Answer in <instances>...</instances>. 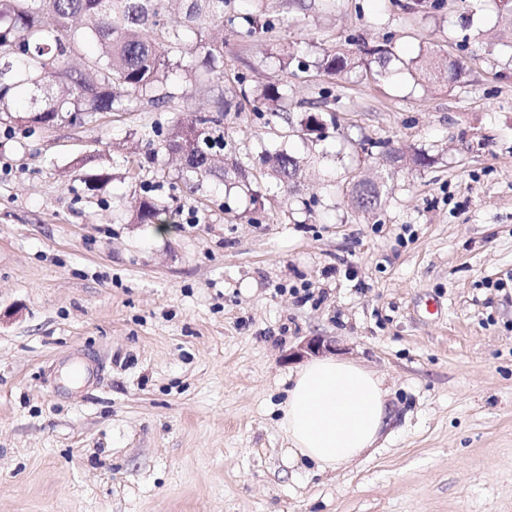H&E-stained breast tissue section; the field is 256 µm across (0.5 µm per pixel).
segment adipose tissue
I'll use <instances>...</instances> for the list:
<instances>
[{
    "label": "adipose tissue",
    "instance_id": "1",
    "mask_svg": "<svg viewBox=\"0 0 512 512\" xmlns=\"http://www.w3.org/2000/svg\"><path fill=\"white\" fill-rule=\"evenodd\" d=\"M278 426L290 459L338 470L372 448L388 422L387 393L371 371L335 358L313 360L290 377Z\"/></svg>",
    "mask_w": 512,
    "mask_h": 512
}]
</instances>
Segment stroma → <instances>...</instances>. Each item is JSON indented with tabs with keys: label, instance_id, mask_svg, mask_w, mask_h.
I'll list each match as a JSON object with an SVG mask.
<instances>
[{
	"label": "stroma",
	"instance_id": "1",
	"mask_svg": "<svg viewBox=\"0 0 512 512\" xmlns=\"http://www.w3.org/2000/svg\"><path fill=\"white\" fill-rule=\"evenodd\" d=\"M224 72L173 74L164 111L26 136L0 113V512H512V49L497 0H231ZM391 37L468 63L453 85L334 80L322 49ZM305 66L281 69L295 46ZM288 86L290 116L241 108ZM230 103L250 191L146 154L147 126ZM317 107L326 138L293 131ZM306 161L290 196L258 162ZM389 148L380 206L351 203ZM263 198L254 212L251 194ZM170 224L133 221L136 201ZM375 373L390 423L336 472L289 461L276 405L299 346ZM383 164L376 173L363 175L353 183L352 195L356 206L366 212L375 210L380 206L381 195L386 178L392 175L398 167L404 165L424 166L429 163V158L422 153L415 152H386Z\"/></svg>",
	"mask_w": 512,
	"mask_h": 512
}]
</instances>
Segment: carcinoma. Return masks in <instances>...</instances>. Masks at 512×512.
Masks as SVG:
<instances>
[{
    "label": "carcinoma",
    "instance_id": "1",
    "mask_svg": "<svg viewBox=\"0 0 512 512\" xmlns=\"http://www.w3.org/2000/svg\"><path fill=\"white\" fill-rule=\"evenodd\" d=\"M226 0H0V111L18 88L31 93L33 110L26 117L27 133L55 127L79 114L92 122L104 113L127 112L130 103L144 99L157 105L171 97L164 83L169 69L186 76L196 74V54L211 74L224 69V24L240 41L250 40L274 23L247 19L238 26L236 17L224 16ZM331 78H342L364 69L376 79L401 69L413 70L432 81L448 71V82L459 77L454 62L442 63L428 52L403 60L391 42L360 46L352 54L326 50L315 62ZM287 86L268 84L256 93L253 111L276 116L285 111ZM228 108L219 102L215 110L200 112L189 123L175 122L168 130L154 124L144 133L153 152L185 153L184 184L195 178H216L224 186L246 188L249 170L225 152L221 124ZM376 173L353 183L356 206L366 212L380 206L386 178L404 165L424 166L422 153L386 152ZM261 161L290 191L302 171L303 161L285 150L266 152ZM165 209L144 200L134 214L138 224L163 227Z\"/></svg>",
    "mask_w": 512,
    "mask_h": 512
}]
</instances>
